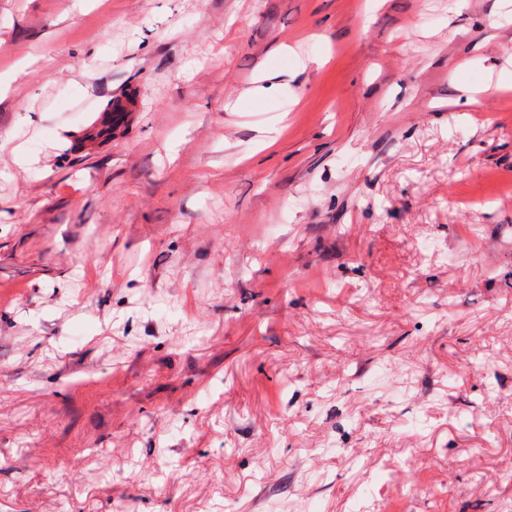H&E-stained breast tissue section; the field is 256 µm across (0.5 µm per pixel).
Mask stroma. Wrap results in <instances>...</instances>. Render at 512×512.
<instances>
[{
	"mask_svg": "<svg viewBox=\"0 0 512 512\" xmlns=\"http://www.w3.org/2000/svg\"><path fill=\"white\" fill-rule=\"evenodd\" d=\"M5 73L0 512L512 502V0H0ZM134 96L131 90L122 91L112 97V103H114V113L112 112H101L92 125L82 129L80 132V137L82 138L81 144L90 145L97 142L99 139L97 137V132L101 129H112L115 133L117 129H119L125 121V117L129 116L126 114L133 107ZM112 117L114 120L112 121ZM90 129V133H92L93 138L84 139V137L88 134Z\"/></svg>",
	"mask_w": 512,
	"mask_h": 512,
	"instance_id": "35a3bbf8",
	"label": "stroma"
}]
</instances>
